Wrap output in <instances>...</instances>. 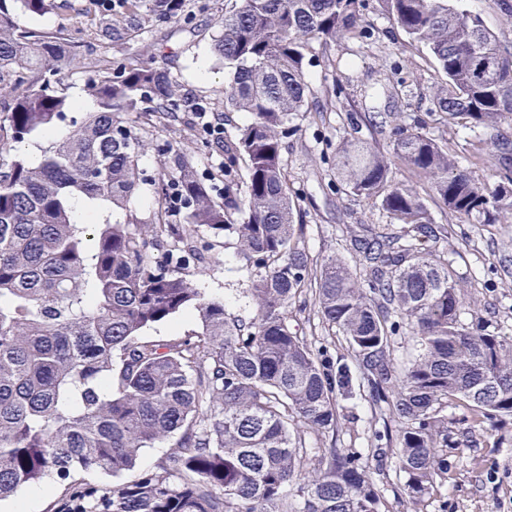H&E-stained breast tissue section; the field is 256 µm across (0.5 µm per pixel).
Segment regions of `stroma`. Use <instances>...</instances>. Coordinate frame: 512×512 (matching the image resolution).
Listing matches in <instances>:
<instances>
[{"label": "stroma", "instance_id": "obj_1", "mask_svg": "<svg viewBox=\"0 0 512 512\" xmlns=\"http://www.w3.org/2000/svg\"><path fill=\"white\" fill-rule=\"evenodd\" d=\"M78 4L79 0H58L44 16L17 10L13 17L22 27L65 33L81 22ZM229 4L230 0H184L177 17L164 22L143 20L137 33L98 43L96 56L118 61L152 54L155 64L170 73L178 98L200 105L223 123L225 139H234L249 116L225 111L224 91L231 76L212 52ZM365 23L371 39L312 43L307 54L312 92L306 111L292 119L295 132L283 145L284 174L300 210L302 237L314 268L332 254L353 261L349 225L389 233L401 230L384 211L336 189V149L349 135L352 123L362 122L374 110L399 114L408 123L425 116L432 87L444 79L424 48L409 47L407 36L394 28L379 0H367ZM122 119L146 142L140 160L146 184L128 211H115V220H124L129 212L143 221L152 219L157 205L148 183L160 176L161 160L175 149L188 152L199 177L214 193L223 192L224 170L217 165L220 153L197 124L160 117L151 101L144 102L139 111L123 114ZM425 203L435 223L448 230L439 248L455 253L461 323L469 328L498 329L512 337V207L503 210L499 223L472 224L448 214L436 198L426 197ZM196 240L200 249L209 250L211 260L202 271L193 265L186 267V275L206 297L222 301L228 313L252 316L242 296L249 276L245 261L234 247L211 249L205 231H198ZM288 316L313 352L352 363L345 336L323 322L314 293H306L293 304ZM339 412L336 431L306 433L307 447L336 446L368 455L376 449L379 431L397 429L389 411L373 409L357 377L352 380L351 397L341 401ZM442 413L448 419L444 450L448 469L419 512H512V416L493 418L471 430L462 407L451 404Z\"/></svg>", "mask_w": 512, "mask_h": 512}]
</instances>
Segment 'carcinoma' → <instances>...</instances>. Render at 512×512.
I'll list each match as a JSON object with an SVG mask.
<instances>
[{
	"label": "carcinoma",
	"mask_w": 512,
	"mask_h": 512,
	"mask_svg": "<svg viewBox=\"0 0 512 512\" xmlns=\"http://www.w3.org/2000/svg\"><path fill=\"white\" fill-rule=\"evenodd\" d=\"M84 24L70 33L19 29L14 4L41 16L51 0H0V502L25 486L63 488L61 512H383V498L359 454L303 446L304 432L335 431L339 399L352 373L313 353L292 329L288 308L316 282L322 318L346 337L373 405L399 422L378 435L404 476L403 494L419 504L448 469V403H461L475 425L512 415V341L470 330L461 311L453 253L437 243L436 224L413 182L426 181L448 213L496 224L512 199V44L503 45L457 0H380L411 43L427 48L445 76L427 115L468 120L483 133L474 162L499 172L490 183L459 165L428 122L395 126L383 150L351 135L336 152V190L378 206L401 234H354L362 278L340 256L311 274L296 204L282 168L286 122L311 93L306 50L366 37L364 0H234L213 51L232 74L226 107L249 114L224 146V192L212 195L188 157L173 151L151 183L159 203L178 186L189 209L184 224L139 233L125 210L144 184V141L120 118L149 97L159 112L188 111L169 73L150 61L95 71L87 91L96 108L80 109L55 89L77 65L75 49L112 40L118 29L98 0H86ZM123 23L141 9L171 19L183 0H121ZM70 121L40 162L17 154L33 134ZM247 162L239 185L232 163ZM100 218L82 224L75 204ZM204 228L232 241L250 268L246 297L255 314L232 316L208 299L182 266L205 262L195 235ZM177 241L166 247L165 237ZM194 311L198 324L177 340L145 337ZM416 354L392 374L390 340L403 326ZM176 439L166 463L133 470L141 450ZM318 469L303 475L306 457ZM83 471L115 478L79 483ZM300 481L296 498L285 488Z\"/></svg>",
	"instance_id": "obj_1"
}]
</instances>
